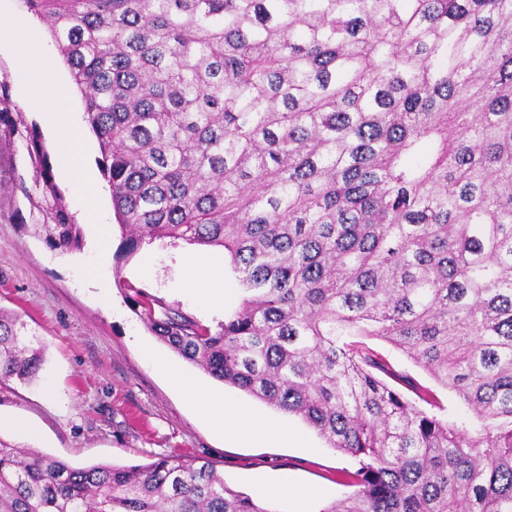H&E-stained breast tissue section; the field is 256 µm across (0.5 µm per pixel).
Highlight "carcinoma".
<instances>
[{
    "label": "carcinoma",
    "mask_w": 512,
    "mask_h": 512,
    "mask_svg": "<svg viewBox=\"0 0 512 512\" xmlns=\"http://www.w3.org/2000/svg\"><path fill=\"white\" fill-rule=\"evenodd\" d=\"M84 101L123 253L222 247L243 296L218 330L153 333L350 456L321 512H512V0H24ZM32 224L81 248L37 123L7 112ZM350 336L456 393L418 407ZM0 309V382L43 348ZM0 512H274L184 455L74 467L0 437ZM349 340H356L365 343L368 347L379 353L392 368L404 375H408L413 381L434 398L437 407H431L419 400L405 385L396 384L403 393L415 399L417 405L438 416L455 422L459 427L469 428L475 421L473 412L456 395L446 388L440 386L425 370L415 365L401 352L395 350L390 344L383 340L366 337L351 336Z\"/></svg>",
    "instance_id": "obj_1"
}]
</instances>
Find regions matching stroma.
I'll use <instances>...</instances> for the list:
<instances>
[{"mask_svg": "<svg viewBox=\"0 0 512 512\" xmlns=\"http://www.w3.org/2000/svg\"><path fill=\"white\" fill-rule=\"evenodd\" d=\"M21 40L37 34L41 48L52 54V65L68 89L75 111L84 99L46 25L31 14L23 0H6ZM0 77L9 83L12 107L35 121L51 155H58L60 116H47L26 101L22 87L30 76L9 50L0 51ZM26 168L20 153L0 148V308L21 315L44 348L45 362L37 381L0 388V415L26 420L37 429L30 438L5 429L0 437L43 454L84 467L147 463L160 455L182 454L213 462L231 487L257 503L274 504L278 512H322L331 501L351 494L352 458L329 448L300 417L272 409L173 352L155 336L143 316L132 308L135 291L157 305L177 308L200 325L217 329L226 312L240 303L242 293L222 248L157 240L131 255L121 254L125 232L117 224L110 191L102 193V219L112 227L109 259L97 265L92 237L81 250H51L32 225L16 221L20 195L11 191ZM212 259L224 279V307L202 305L203 273L189 274L185 260L192 254ZM107 297H100V285ZM365 345L392 368L408 375L433 397L435 414L467 428L473 412L440 386L425 370L383 340L368 337ZM165 356L186 375L214 392L237 400L254 413L280 421L307 437V444L225 439L202 419L189 399L170 386L147 358V351ZM293 483L284 488L282 475ZM297 498H289V491Z\"/></svg>", "mask_w": 512, "mask_h": 512, "instance_id": "obj_1", "label": "stroma"}]
</instances>
